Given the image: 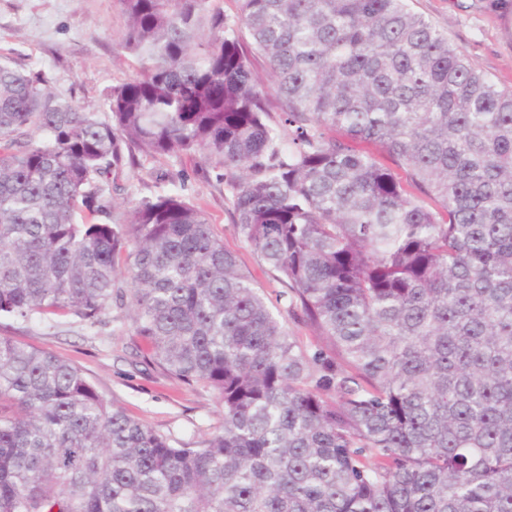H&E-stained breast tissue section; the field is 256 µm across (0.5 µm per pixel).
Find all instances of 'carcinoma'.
I'll return each instance as SVG.
<instances>
[{
	"mask_svg": "<svg viewBox=\"0 0 512 512\" xmlns=\"http://www.w3.org/2000/svg\"><path fill=\"white\" fill-rule=\"evenodd\" d=\"M238 2L117 0L139 69L105 116L0 62V318L96 324L129 284L154 360L222 408L176 444L0 336V512H512V90L408 0ZM137 152L203 155L328 347L185 184L114 219Z\"/></svg>",
	"mask_w": 512,
	"mask_h": 512,
	"instance_id": "cac0c4a2",
	"label": "carcinoma"
}]
</instances>
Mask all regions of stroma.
<instances>
[{"mask_svg": "<svg viewBox=\"0 0 512 512\" xmlns=\"http://www.w3.org/2000/svg\"><path fill=\"white\" fill-rule=\"evenodd\" d=\"M412 11L445 31L486 76L512 88V0H409ZM125 19L117 0H0V57L41 72L53 87L91 111L107 114L113 86L134 77L137 60L119 47ZM200 155L142 156L114 174L116 195L135 200L166 193L158 171L184 180L185 195L205 211L214 234L235 252L242 269L270 300L291 335L316 341L315 330L280 301L281 284L237 234L229 193L204 176ZM131 305L112 306L96 326L73 315L32 322L1 321L0 336L54 353L78 367L116 407L178 442H201L220 426L216 392L185 383L149 357L150 346L133 331Z\"/></svg>", "mask_w": 512, "mask_h": 512, "instance_id": "1", "label": "stroma"}]
</instances>
